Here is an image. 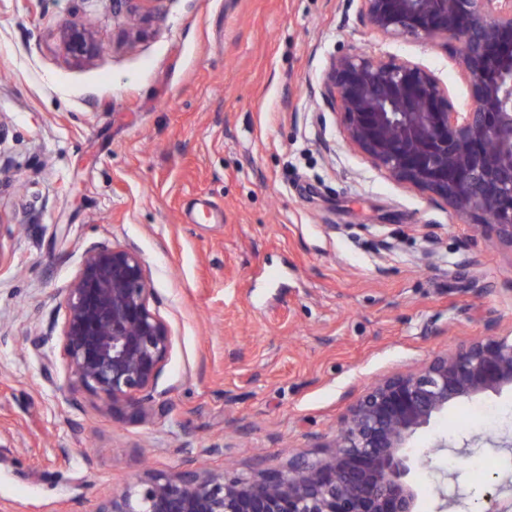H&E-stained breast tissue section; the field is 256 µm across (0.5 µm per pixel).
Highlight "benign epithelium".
Masks as SVG:
<instances>
[{"label":"benign epithelium","mask_w":512,"mask_h":512,"mask_svg":"<svg viewBox=\"0 0 512 512\" xmlns=\"http://www.w3.org/2000/svg\"><path fill=\"white\" fill-rule=\"evenodd\" d=\"M384 39L451 46L470 104L458 111L431 71L406 59L357 50L330 59L319 95L347 142L379 169L444 201L464 223L486 224L512 246V0H348ZM132 20L166 0H104ZM59 37L76 59L97 51L85 28ZM154 289L131 247L85 250L66 288L62 349L73 392L114 410H153L172 348L168 325L151 307ZM512 393V336L450 349L420 368L367 388L341 420L329 450L297 456L276 471H211L196 459L173 475L152 473L106 498L96 512H421L420 465L451 450L439 436L413 452L418 434L461 401ZM441 479L436 512L459 504Z\"/></svg>","instance_id":"7a95c632"}]
</instances>
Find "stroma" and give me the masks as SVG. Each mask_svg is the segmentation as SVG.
I'll return each mask as SVG.
<instances>
[{
	"label": "stroma",
	"instance_id": "stroma-1",
	"mask_svg": "<svg viewBox=\"0 0 512 512\" xmlns=\"http://www.w3.org/2000/svg\"><path fill=\"white\" fill-rule=\"evenodd\" d=\"M103 47L74 60L64 25ZM127 21L99 0H0V512H94L112 491L206 458L268 470L328 442L375 380L512 333V247L375 168L314 96L356 49L469 89L447 49L385 40L346 0H167ZM133 245L172 348L156 411L68 390L63 297L83 253ZM438 419L471 440L455 512L512 477V395Z\"/></svg>",
	"mask_w": 512,
	"mask_h": 512
}]
</instances>
